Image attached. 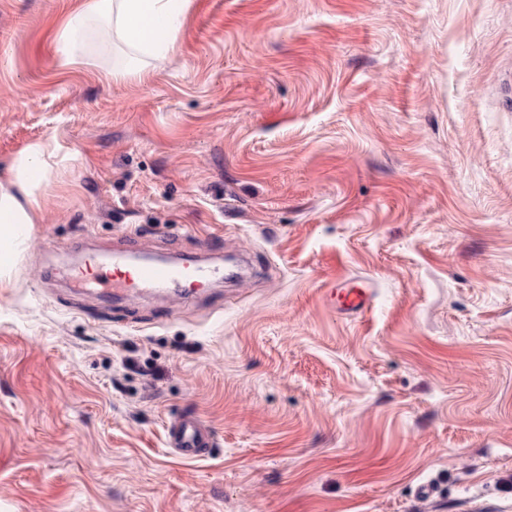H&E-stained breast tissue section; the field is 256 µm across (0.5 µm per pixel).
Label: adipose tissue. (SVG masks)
<instances>
[{
    "label": "adipose tissue",
    "instance_id": "adipose-tissue-1",
    "mask_svg": "<svg viewBox=\"0 0 512 512\" xmlns=\"http://www.w3.org/2000/svg\"><path fill=\"white\" fill-rule=\"evenodd\" d=\"M190 0H83L56 29L63 65L79 66L108 54L112 81H144L166 60L184 33ZM58 145L34 143L0 171V273L10 271L31 224L41 213L40 187L50 176Z\"/></svg>",
    "mask_w": 512,
    "mask_h": 512
}]
</instances>
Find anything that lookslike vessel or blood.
Instances as JSON below:
<instances>
[{
	"label": "vessel or blood",
	"instance_id": "vessel-or-blood-1",
	"mask_svg": "<svg viewBox=\"0 0 512 512\" xmlns=\"http://www.w3.org/2000/svg\"><path fill=\"white\" fill-rule=\"evenodd\" d=\"M89 275L98 284H113L116 287L137 288L143 285L176 283L187 289L203 287L212 277L210 269L200 265L142 264L135 267L126 264L123 257H113L108 268L90 269ZM336 309L345 315L365 312L374 296V282L360 279L352 285L340 280L336 283ZM209 443L208 436L197 425L195 419L185 418L176 422L167 433V444L175 448L184 458L201 457Z\"/></svg>",
	"mask_w": 512,
	"mask_h": 512
}]
</instances>
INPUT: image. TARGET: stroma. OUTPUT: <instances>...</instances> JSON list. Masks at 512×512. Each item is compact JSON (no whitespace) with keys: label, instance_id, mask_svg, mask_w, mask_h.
<instances>
[{"label":"stroma","instance_id":"35a3bbf8","mask_svg":"<svg viewBox=\"0 0 512 512\" xmlns=\"http://www.w3.org/2000/svg\"><path fill=\"white\" fill-rule=\"evenodd\" d=\"M80 2L0 0V168L61 152L0 277V512H512V0H192L143 83L61 67ZM116 248L214 279L84 288ZM351 285L344 280H337L336 290L332 289V295H336V310L345 315H357L365 312L374 296V281L361 278ZM208 436L197 425L193 418H185L176 422L167 433V444L186 459L201 457L203 450L209 445Z\"/></svg>","mask_w":512,"mask_h":512}]
</instances>
